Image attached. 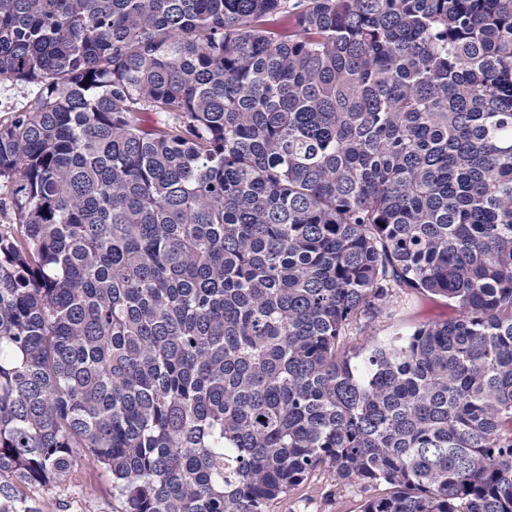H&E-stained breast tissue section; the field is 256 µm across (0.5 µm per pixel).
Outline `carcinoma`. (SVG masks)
Here are the masks:
<instances>
[{
    "instance_id": "obj_1",
    "label": "carcinoma",
    "mask_w": 512,
    "mask_h": 512,
    "mask_svg": "<svg viewBox=\"0 0 512 512\" xmlns=\"http://www.w3.org/2000/svg\"><path fill=\"white\" fill-rule=\"evenodd\" d=\"M1 83L0 512H512V0H0ZM35 93L34 87L31 86H13L3 88L0 86V119L6 118L8 111L14 107L24 104ZM459 315V308L448 299L432 297L413 302L406 311V320L388 319L385 315L363 318L358 329L351 335L354 346L363 344L368 338L385 340L395 332H406L412 327L438 321L451 320ZM27 495L44 506L45 512H116L112 479L99 467H76L60 486H37ZM383 487L339 481L328 469L314 471L288 497L272 503L269 512H358L364 498L378 496Z\"/></svg>"
}]
</instances>
